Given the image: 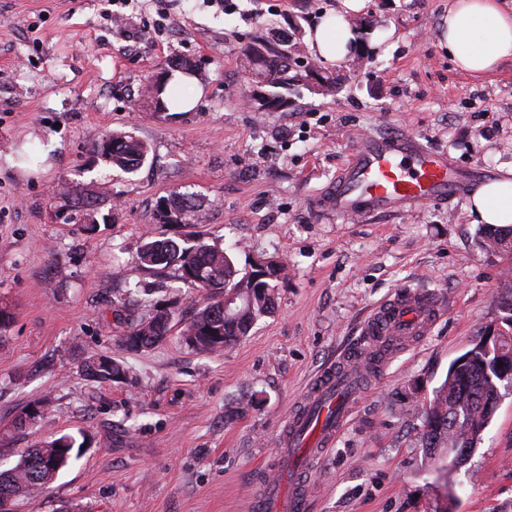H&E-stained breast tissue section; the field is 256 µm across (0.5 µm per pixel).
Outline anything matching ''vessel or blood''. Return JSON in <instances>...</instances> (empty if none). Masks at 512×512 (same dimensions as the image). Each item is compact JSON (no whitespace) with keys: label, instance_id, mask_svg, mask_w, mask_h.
<instances>
[{"label":"vessel or blood","instance_id":"1","mask_svg":"<svg viewBox=\"0 0 512 512\" xmlns=\"http://www.w3.org/2000/svg\"><path fill=\"white\" fill-rule=\"evenodd\" d=\"M471 179L416 136L366 137L352 148L325 206L340 216L408 212L464 195ZM447 311L433 293L400 289L364 322L361 341L315 376L277 438L273 475L256 490L252 512H307L313 464L346 426L362 368L382 370L399 347L428 335Z\"/></svg>","mask_w":512,"mask_h":512}]
</instances>
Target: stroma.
<instances>
[{
    "instance_id": "obj_1",
    "label": "stroma",
    "mask_w": 512,
    "mask_h": 512,
    "mask_svg": "<svg viewBox=\"0 0 512 512\" xmlns=\"http://www.w3.org/2000/svg\"><path fill=\"white\" fill-rule=\"evenodd\" d=\"M337 0H0V470L35 442L84 435L81 455L21 512H249L276 433L306 384L359 340L367 313L404 286L448 313L355 401L313 473L310 512H431L443 487L419 442L423 411L452 361L500 318L512 252L487 251L466 197L348 218L321 205L363 136L404 132L474 168L512 169V59L472 78L439 44L448 0H369L361 42L340 64L308 32ZM288 40L333 79L289 82L256 109L247 49ZM196 65L188 112L147 88L167 62ZM133 132L148 159L126 173L94 151ZM177 191L200 206L161 224ZM201 233L245 264L283 258L275 309L224 351L187 345L201 299L174 272L142 268L146 238ZM171 311L167 338L119 342L130 321ZM123 361L122 382L83 362ZM32 423L15 420L35 406ZM451 512H512V395L453 473Z\"/></svg>"
}]
</instances>
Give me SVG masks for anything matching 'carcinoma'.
I'll return each instance as SVG.
<instances>
[{"label":"carcinoma","instance_id":"obj_1","mask_svg":"<svg viewBox=\"0 0 512 512\" xmlns=\"http://www.w3.org/2000/svg\"><path fill=\"white\" fill-rule=\"evenodd\" d=\"M263 52L251 58L261 76L275 88L288 81L291 56L282 49L257 42ZM95 150L101 157L123 171L142 164L148 153L146 144L131 133L112 136V145L99 141ZM166 204L156 205L160 224H176L179 215L198 209L193 196L173 192ZM479 244L489 251L512 250V226L486 225L480 230ZM140 263L149 270H173L187 287L202 293L203 304L185 324L182 336H193L191 346L202 352H219L246 336L251 327L274 309L273 295L279 278L264 282L258 292L250 287L248 271L237 266L235 258L199 238L147 239L140 251ZM239 293V308L224 312L221 298ZM504 312L503 325L508 338L501 342L504 352L512 355V286L500 291ZM172 317L158 313L152 320H138L128 326L120 341L129 351H140L158 345L171 329ZM473 358L467 363L448 367L447 375L425 406L421 447L428 466L438 479L449 482L452 473L465 461L466 454H448V446L473 448L488 427L491 417L487 405L500 397L501 378L496 370L497 354L488 353L478 344L469 349ZM85 376L93 381L118 382L126 375L125 366L112 357L91 358L83 365ZM54 440L46 439L27 449L17 464L0 472V495L8 493L18 503L46 492L54 481L51 458Z\"/></svg>","mask_w":512,"mask_h":512}]
</instances>
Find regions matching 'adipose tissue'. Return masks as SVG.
<instances>
[{"label":"adipose tissue","mask_w":512,"mask_h":512,"mask_svg":"<svg viewBox=\"0 0 512 512\" xmlns=\"http://www.w3.org/2000/svg\"><path fill=\"white\" fill-rule=\"evenodd\" d=\"M367 0H339L336 10L314 25L309 42L312 50L332 63L351 53L355 35L349 20L362 13ZM456 67L478 77L512 58V12L499 0H451L448 18L439 34ZM467 209L480 224H512V180L498 178L480 184Z\"/></svg>","instance_id":"adipose-tissue-1"}]
</instances>
